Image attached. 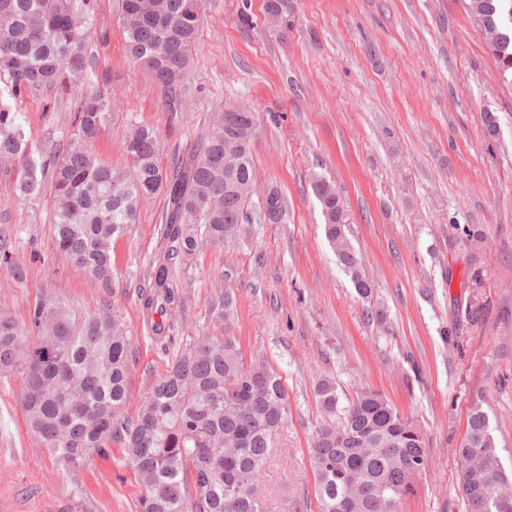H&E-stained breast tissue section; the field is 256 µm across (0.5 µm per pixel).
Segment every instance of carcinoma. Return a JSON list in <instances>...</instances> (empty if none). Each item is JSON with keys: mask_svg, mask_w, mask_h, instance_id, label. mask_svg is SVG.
I'll use <instances>...</instances> for the list:
<instances>
[{"mask_svg": "<svg viewBox=\"0 0 512 512\" xmlns=\"http://www.w3.org/2000/svg\"><path fill=\"white\" fill-rule=\"evenodd\" d=\"M466 8L500 71H512V0H466ZM91 9V0H0V77L11 91L63 90L85 78ZM202 16V0H121L129 52L171 99ZM107 112L102 94L82 100L75 110L79 138L53 162L56 250L110 287L112 239L137 223L144 200L165 191L162 236L171 246L150 263L152 291L144 301L147 315L160 317L152 321L160 334L183 300L176 261L189 260L205 244L231 242L250 222L254 136L233 142L232 167L224 168V118L233 124L239 114L230 110L167 171L158 163L157 131L138 124L126 134L131 167L121 173L84 147L99 135ZM36 153L21 113L0 101V156L26 161L17 187L21 202L41 187L38 170L45 165H37ZM314 190L328 241L357 293L370 296L372 286L344 233L336 187L319 178ZM129 368L126 323L108 306L77 317L59 301L41 300L25 323L0 310V372L23 376L26 428L61 469H75L118 443L142 487L137 512H268L259 482L288 412L281 376L247 364L230 340L191 336L131 418L125 412ZM318 398L327 419L307 459L319 512H397L427 463L421 431L372 389L342 406L336 387L323 382ZM458 454L466 512H512V475L500 465L479 406L471 409Z\"/></svg>", "mask_w": 512, "mask_h": 512, "instance_id": "carcinoma-1", "label": "carcinoma"}]
</instances>
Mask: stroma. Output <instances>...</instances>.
I'll return each mask as SVG.
<instances>
[{
  "instance_id": "35a3bbf8",
  "label": "stroma",
  "mask_w": 512,
  "mask_h": 512,
  "mask_svg": "<svg viewBox=\"0 0 512 512\" xmlns=\"http://www.w3.org/2000/svg\"><path fill=\"white\" fill-rule=\"evenodd\" d=\"M203 15L176 99L127 53L119 0H92L86 80L17 95L0 80V100L23 114L49 161L78 136V98L103 93L112 108L88 148L120 172L132 125L157 130L167 168L226 105L250 108L258 187L286 199L285 220L242 225L234 241L178 266L184 304L155 340L140 295L167 246L165 195L143 203L113 242L105 289L56 256L50 180L18 202L25 162L0 157V250L29 268L18 283L0 263V309L23 321L42 298L80 314L111 303L129 330L130 416L189 336L232 340L246 361L275 369L288 418L262 475L269 512H319L307 450L325 379L344 402L379 391L423 433L428 462L398 512H464L456 450L473 406L512 471V82L465 0H288L275 23L265 0H203ZM318 178L342 199L369 298L325 236ZM225 288L234 304L224 312ZM378 308L385 323L371 317ZM22 390L20 374L0 375V512H136L140 486L121 446L60 470L27 432Z\"/></svg>"
}]
</instances>
